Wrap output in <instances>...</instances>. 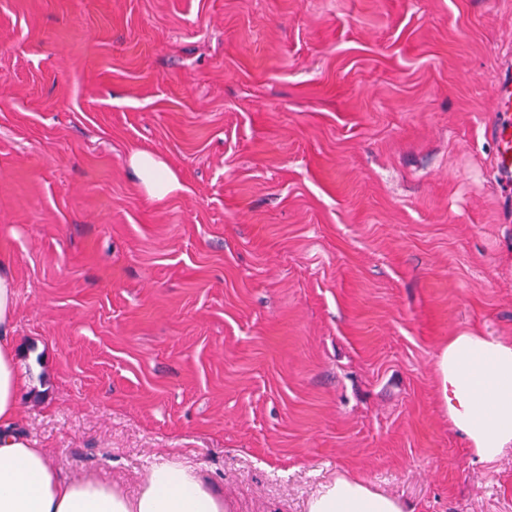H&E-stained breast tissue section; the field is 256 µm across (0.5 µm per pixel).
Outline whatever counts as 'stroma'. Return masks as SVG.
<instances>
[{
	"mask_svg": "<svg viewBox=\"0 0 512 512\" xmlns=\"http://www.w3.org/2000/svg\"><path fill=\"white\" fill-rule=\"evenodd\" d=\"M508 73L512 0H0L32 446L131 495L180 462L229 512H307L337 476L512 512V448L472 453L437 372L450 336L512 342ZM499 112L488 133L496 148L497 172L508 187L512 179V86L507 77L500 89ZM128 164L138 185L152 197L162 198L176 186L173 172L149 152L133 151L129 155Z\"/></svg>",
	"mask_w": 512,
	"mask_h": 512,
	"instance_id": "obj_1",
	"label": "stroma"
}]
</instances>
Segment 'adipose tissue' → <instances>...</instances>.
Masks as SVG:
<instances>
[{
	"label": "adipose tissue",
	"instance_id": "adipose-tissue-1",
	"mask_svg": "<svg viewBox=\"0 0 512 512\" xmlns=\"http://www.w3.org/2000/svg\"><path fill=\"white\" fill-rule=\"evenodd\" d=\"M129 168L147 194L176 186L153 154L132 152ZM13 288L8 257L0 256V512H226L224 496L203 475L177 463L152 467L135 495L117 485L63 474L45 449L20 432L19 373L11 337ZM437 368L448 420L480 459L512 446V342L461 333L449 337ZM308 512H404L395 498L343 476L314 495Z\"/></svg>",
	"mask_w": 512,
	"mask_h": 512
}]
</instances>
